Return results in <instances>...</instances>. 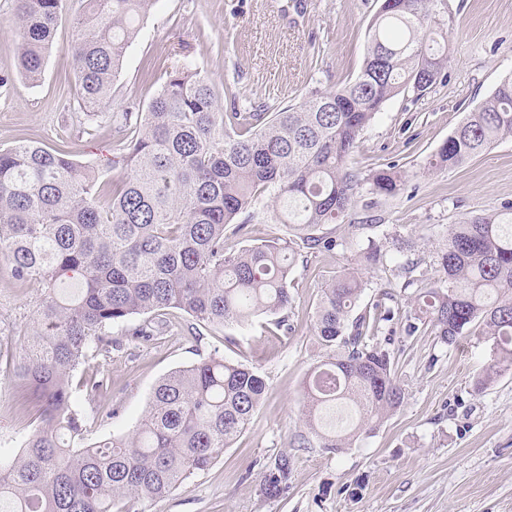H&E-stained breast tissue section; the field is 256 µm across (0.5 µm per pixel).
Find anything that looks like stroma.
<instances>
[{
	"label": "stroma",
	"mask_w": 512,
	"mask_h": 512,
	"mask_svg": "<svg viewBox=\"0 0 512 512\" xmlns=\"http://www.w3.org/2000/svg\"><path fill=\"white\" fill-rule=\"evenodd\" d=\"M379 0H157L130 47L107 113L81 112L75 97L77 38L73 17L81 0H65L42 78L18 77L13 0H0V148L36 139L94 166L104 182L125 177L113 166L115 132L108 112L147 104L171 67L190 55L216 85H232L240 111H278L315 88L347 83L359 73ZM449 26L448 64L425 94L406 89L388 100L364 128L348 164L360 178L395 168L398 194L362 188L354 206L320 228L334 249L296 244L295 301L288 330L260 315L222 328L194 326L172 309L152 322L146 339L128 337L141 316L113 326L110 356H94L86 373L107 384L95 399L74 398L85 413L87 438L131 433L159 380L175 369L216 356L256 367L268 393L242 436L211 466L186 480L147 512H512V372L483 391L474 381L491 358L484 336L441 343L431 332L408 335L414 288L402 269L417 262L423 281L438 275L437 252L448 225L466 214L493 213L512 202V137L452 169L430 167L440 145L468 113L512 76V0H436ZM379 257L366 262L368 245ZM359 273L366 287L359 309L391 292L395 317L385 343L405 402L372 434L336 454L294 445L304 432L303 382L324 350L314 331L321 289L341 271ZM40 290L15 284L0 257V455L19 454L31 430L13 410L12 364L26 339ZM293 461L286 494L266 498V468Z\"/></svg>",
	"instance_id": "1"
}]
</instances>
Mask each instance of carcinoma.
<instances>
[{"mask_svg": "<svg viewBox=\"0 0 512 512\" xmlns=\"http://www.w3.org/2000/svg\"><path fill=\"white\" fill-rule=\"evenodd\" d=\"M20 32L18 72L38 82L63 0H14ZM157 0H83L72 47L78 107L96 113L112 99L127 49ZM434 0H382L356 78L311 91L276 112L224 111L236 100L185 56L146 109L112 113L113 164L130 173L99 181L90 166L23 140L0 149V254L21 285L42 293L14 364L17 414L37 422L23 450L0 457L3 512H136L167 497L247 428L267 382L257 371L207 357L162 378L131 434L95 442L73 399V378L93 354L108 356L111 328L130 317L184 311L215 328L292 307L295 239L311 249L336 243L315 234L353 204L362 188L347 161L384 103L411 87L424 92L448 64ZM442 40L436 48L433 43ZM512 137V77L468 114L430 161L454 168ZM371 190L393 195L402 177L388 168ZM288 238L233 248L262 208ZM364 290L343 271L317 305L315 333L326 349L305 379L309 435L298 447H352L401 408L405 391L388 350L374 343L394 311L377 303L351 313ZM407 331L431 327L445 344L473 329L493 342L475 380L482 391L512 370V203L448 226L438 278L417 289ZM94 398L106 384L79 380ZM292 461L266 470L264 494L288 488Z\"/></svg>", "mask_w": 512, "mask_h": 512, "instance_id": "1", "label": "carcinoma"}]
</instances>
